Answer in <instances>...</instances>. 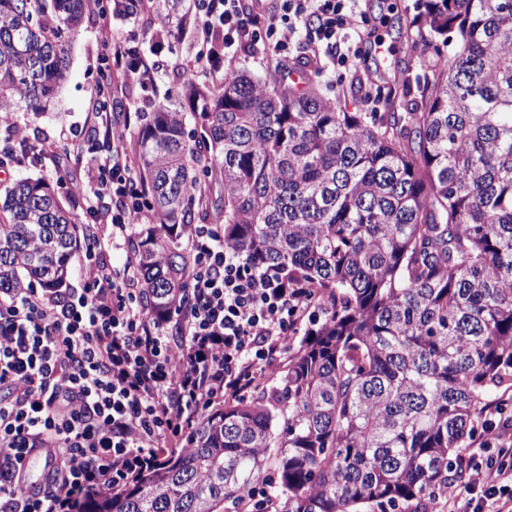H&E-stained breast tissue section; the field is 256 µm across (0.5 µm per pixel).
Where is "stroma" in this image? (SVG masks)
<instances>
[{"instance_id": "stroma-1", "label": "stroma", "mask_w": 512, "mask_h": 512, "mask_svg": "<svg viewBox=\"0 0 512 512\" xmlns=\"http://www.w3.org/2000/svg\"><path fill=\"white\" fill-rule=\"evenodd\" d=\"M416 0H365L364 17H353L351 26L366 25L372 36L381 38L382 48L367 44L353 68L323 70L308 51L304 40H297L286 61V82L293 87L314 82L330 99H345L351 112H380L383 100L394 97L396 102L419 94L434 52L420 44L415 24ZM144 24L127 20L110 11L90 6L83 21L81 34L73 44L71 62L57 105L43 113L18 111L15 120L29 145L39 148L54 146L50 160L38 165L23 160L0 170V190L23 177L41 179L59 194H66L69 180L83 177L94 159L105 156L109 144L104 137L101 119L95 118L96 108L108 113L148 112L152 97L140 87H128L124 96L110 105H101L98 86L106 69L104 45L107 36L139 37L140 50L151 54L152 43L143 39ZM197 47L192 38H185L174 49L163 50L164 69L157 77L155 96H164L175 77L189 78L191 54Z\"/></svg>"}]
</instances>
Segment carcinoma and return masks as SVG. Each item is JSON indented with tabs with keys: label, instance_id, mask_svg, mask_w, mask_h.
I'll list each match as a JSON object with an SVG mask.
<instances>
[{
	"label": "carcinoma",
	"instance_id": "obj_1",
	"mask_svg": "<svg viewBox=\"0 0 512 512\" xmlns=\"http://www.w3.org/2000/svg\"><path fill=\"white\" fill-rule=\"evenodd\" d=\"M88 2L0 0V113L52 105ZM150 5L157 47L198 14V0ZM109 8L142 15L141 0ZM418 8L421 39L456 49L404 112L237 71L141 113L137 189L160 218L137 244L150 306L175 308L181 238L213 212L224 242L312 285L319 307L271 383L85 512H434V492L465 479L455 449L512 390V0ZM208 178L223 190L204 198ZM86 246L48 183L5 190L0 292L66 286Z\"/></svg>",
	"mask_w": 512,
	"mask_h": 512
}]
</instances>
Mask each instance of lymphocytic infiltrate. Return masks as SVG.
<instances>
[{
	"label": "lymphocytic infiltrate",
	"instance_id": "f902f5d3",
	"mask_svg": "<svg viewBox=\"0 0 512 512\" xmlns=\"http://www.w3.org/2000/svg\"><path fill=\"white\" fill-rule=\"evenodd\" d=\"M362 0H204L193 64L212 79L232 72L249 53L283 60L297 34L326 66H350L362 30L348 31ZM224 58L207 60L214 32ZM118 83H102L107 100L127 86L148 87L159 61L115 39ZM110 157L80 182L91 223L97 202L120 203L112 232L89 231L92 252L120 248L133 226L157 223L136 195V171L121 124L107 123ZM189 283L171 312L142 299L137 257L120 265L88 261L77 288H26L0 294V512H83L88 499L159 468L180 449L183 433L214 406L264 382L313 314L317 293L283 271L258 265L226 245L217 224L195 225L186 240ZM485 408L484 429L455 458L464 481L435 496L437 512H512V426ZM46 451V472L32 482L27 457Z\"/></svg>",
	"mask_w": 512,
	"mask_h": 512
}]
</instances>
